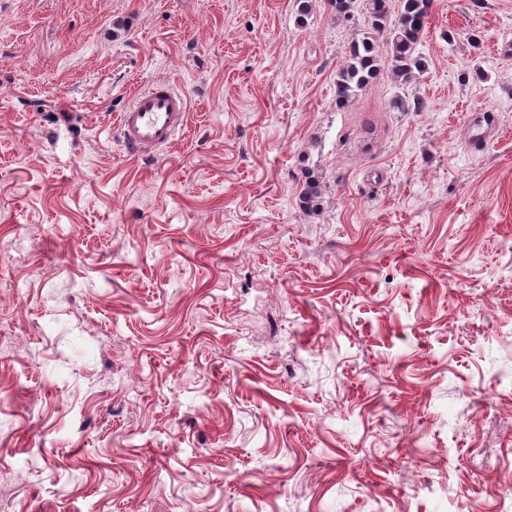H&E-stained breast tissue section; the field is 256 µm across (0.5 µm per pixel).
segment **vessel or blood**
<instances>
[{
    "label": "vessel or blood",
    "mask_w": 512,
    "mask_h": 512,
    "mask_svg": "<svg viewBox=\"0 0 512 512\" xmlns=\"http://www.w3.org/2000/svg\"><path fill=\"white\" fill-rule=\"evenodd\" d=\"M189 99L166 81L134 95L121 113L118 130L134 155L153 154L173 144L188 121Z\"/></svg>",
    "instance_id": "1"
}]
</instances>
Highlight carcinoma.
I'll return each instance as SVG.
<instances>
[{"instance_id":"cac0c4a2","label":"carcinoma","mask_w":512,"mask_h":512,"mask_svg":"<svg viewBox=\"0 0 512 512\" xmlns=\"http://www.w3.org/2000/svg\"><path fill=\"white\" fill-rule=\"evenodd\" d=\"M362 5L371 30L388 46L393 73L409 80L422 69L418 52L420 39L432 7V0H328L336 18L347 20ZM347 61L336 76V101L347 103L360 95L382 71L375 41L354 38L346 51ZM323 186L309 174L299 194L300 206L311 213L320 210Z\"/></svg>"}]
</instances>
